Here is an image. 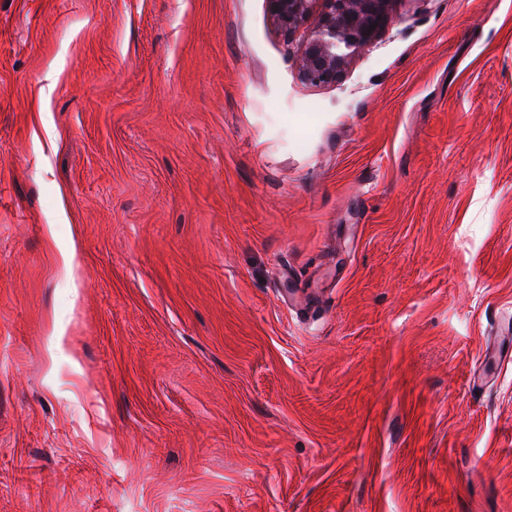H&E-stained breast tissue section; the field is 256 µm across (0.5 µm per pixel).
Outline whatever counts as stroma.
I'll return each mask as SVG.
<instances>
[{
  "label": "stroma",
  "mask_w": 512,
  "mask_h": 512,
  "mask_svg": "<svg viewBox=\"0 0 512 512\" xmlns=\"http://www.w3.org/2000/svg\"><path fill=\"white\" fill-rule=\"evenodd\" d=\"M306 38L0 0V512H512V0Z\"/></svg>",
  "instance_id": "obj_1"
}]
</instances>
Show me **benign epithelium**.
Returning <instances> with one entry per match:
<instances>
[{
    "label": "benign epithelium",
    "mask_w": 512,
    "mask_h": 512,
    "mask_svg": "<svg viewBox=\"0 0 512 512\" xmlns=\"http://www.w3.org/2000/svg\"><path fill=\"white\" fill-rule=\"evenodd\" d=\"M324 9L301 53V77L312 85L335 82L350 57L372 45L392 21L394 0H268L276 26L292 33Z\"/></svg>",
    "instance_id": "7a95c632"
}]
</instances>
